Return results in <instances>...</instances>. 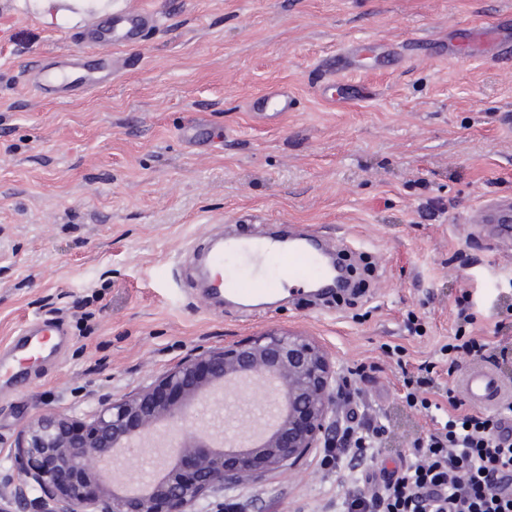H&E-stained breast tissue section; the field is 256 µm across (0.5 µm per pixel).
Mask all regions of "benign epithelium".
<instances>
[{
	"label": "benign epithelium",
	"mask_w": 512,
	"mask_h": 512,
	"mask_svg": "<svg viewBox=\"0 0 512 512\" xmlns=\"http://www.w3.org/2000/svg\"><path fill=\"white\" fill-rule=\"evenodd\" d=\"M262 383L272 400L256 420L270 423L258 441L237 443L242 412L225 405L211 423L223 443L194 427L191 409L239 387ZM341 386L329 354L301 335L270 334L190 354L151 385L86 419L43 414L21 430L16 470L0 475V512H191L198 502L246 478L284 470L314 448L336 447ZM160 425L175 448L148 479L118 486L112 461L130 454Z\"/></svg>",
	"instance_id": "obj_1"
}]
</instances>
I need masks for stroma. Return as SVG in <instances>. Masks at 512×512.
I'll use <instances>...</instances> for the list:
<instances>
[{"mask_svg": "<svg viewBox=\"0 0 512 512\" xmlns=\"http://www.w3.org/2000/svg\"><path fill=\"white\" fill-rule=\"evenodd\" d=\"M160 15L142 42L109 50L91 92L43 95L41 68L85 63L81 13L34 16L0 0V471L14 441L46 411L82 419L153 383L191 353L267 334H298L339 373L382 363L366 409L381 407L396 455L425 422L400 403L385 346L411 362L437 357L468 290L476 331L492 335L512 247L484 239L464 216L512 195V61L410 59L387 67L375 44L451 41L512 15V0H118ZM372 44L348 80L367 97L331 101L320 59ZM288 86L292 112L254 119L253 96ZM206 123L204 146L182 138ZM441 199L440 221L416 213ZM230 224H303L370 257L376 276L352 307L281 302L267 317L205 303L195 252ZM415 312L423 336L403 321ZM66 336L51 358L14 351L33 323ZM323 449L285 471L248 479L192 512H335L348 472L322 468Z\"/></svg>", "mask_w": 512, "mask_h": 512, "instance_id": "35a3bbf8", "label": "stroma"}]
</instances>
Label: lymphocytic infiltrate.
I'll return each instance as SVG.
<instances>
[{"instance_id": "obj_1", "label": "lymphocytic infiltrate", "mask_w": 512, "mask_h": 512, "mask_svg": "<svg viewBox=\"0 0 512 512\" xmlns=\"http://www.w3.org/2000/svg\"><path fill=\"white\" fill-rule=\"evenodd\" d=\"M456 329L440 348L449 370L469 359L496 371L512 366V294L501 293L493 337L475 334L468 293L455 299ZM403 374V399L430 421L399 464L374 471L391 426L385 416L348 410L336 426L341 445L325 451L355 482L336 498V512H512V401L497 409L470 406L435 366L410 367L392 350Z\"/></svg>"}]
</instances>
